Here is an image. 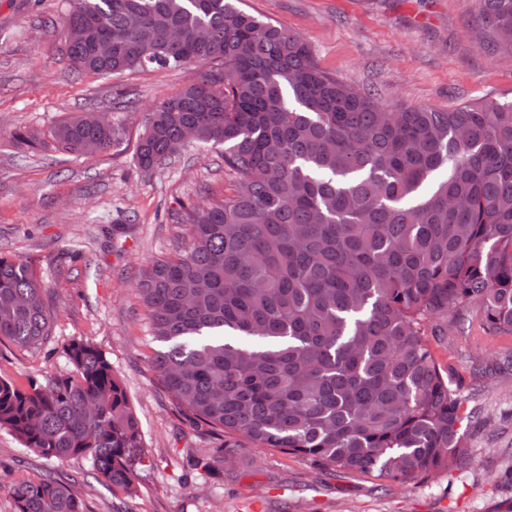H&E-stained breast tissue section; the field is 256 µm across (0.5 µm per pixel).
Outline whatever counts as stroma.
<instances>
[{
    "mask_svg": "<svg viewBox=\"0 0 512 512\" xmlns=\"http://www.w3.org/2000/svg\"><path fill=\"white\" fill-rule=\"evenodd\" d=\"M303 37L321 69L392 108L448 111L486 96L512 99V52L477 40L476 0H240ZM65 0H0V253L31 261L47 287L54 333L42 345L0 343V378L64 370L66 345L99 347L123 383L143 436L138 494L113 496L96 480L74 486L85 512H512V333L483 327L479 306L453 323L432 317L423 338L448 368L470 420L471 466L382 486L373 476L320 468L276 448L239 451L237 469L189 474L209 446L160 389L157 350L136 289L147 261L185 242L177 217L230 186L220 151L187 144L152 171L135 161L151 108L212 68L145 70L103 78L77 72L64 43ZM84 112L122 127L118 147L72 157L49 135ZM36 131L39 142L17 141ZM47 460L0 430V512H15L11 482L88 471Z\"/></svg>",
    "mask_w": 512,
    "mask_h": 512,
    "instance_id": "stroma-1",
    "label": "stroma"
}]
</instances>
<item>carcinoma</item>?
Wrapping results in <instances>:
<instances>
[{"instance_id": "obj_1", "label": "carcinoma", "mask_w": 512, "mask_h": 512, "mask_svg": "<svg viewBox=\"0 0 512 512\" xmlns=\"http://www.w3.org/2000/svg\"><path fill=\"white\" fill-rule=\"evenodd\" d=\"M237 0H67V55L109 77L218 66L148 115L150 171L192 140L224 147L233 192L185 208L186 247L141 270L163 344L151 366L213 447L190 466L233 468L248 441L337 472L404 483L473 464L463 403L422 338L470 304L512 333V102L393 109L323 71L291 30ZM484 36L512 49V0H477ZM111 53L95 55L98 41ZM62 151L116 147L87 112L54 126ZM45 283L0 254V340L51 335ZM67 371L0 378V429L48 460L84 459L137 495L138 418L105 353L72 340ZM16 512H83L51 475L12 485Z\"/></svg>"}]
</instances>
